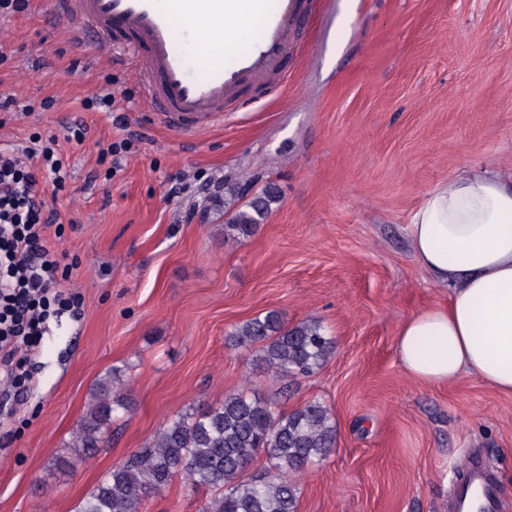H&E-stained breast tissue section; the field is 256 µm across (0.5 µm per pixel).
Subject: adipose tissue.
<instances>
[{"instance_id":"adipose-tissue-1","label":"adipose tissue","mask_w":512,"mask_h":512,"mask_svg":"<svg viewBox=\"0 0 512 512\" xmlns=\"http://www.w3.org/2000/svg\"><path fill=\"white\" fill-rule=\"evenodd\" d=\"M409 236L448 302L401 325L403 370L431 385L474 376L512 396V179L487 167L460 170L425 192Z\"/></svg>"}]
</instances>
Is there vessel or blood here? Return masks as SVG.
Returning a JSON list of instances; mask_svg holds the SVG:
<instances>
[{
    "instance_id": "b4317fda",
    "label": "vessel or blood",
    "mask_w": 512,
    "mask_h": 512,
    "mask_svg": "<svg viewBox=\"0 0 512 512\" xmlns=\"http://www.w3.org/2000/svg\"><path fill=\"white\" fill-rule=\"evenodd\" d=\"M65 26L96 39L98 55L126 59L138 81L143 104L159 120L186 137H193L242 111L254 89L268 95L283 93L287 62L297 55L300 21L306 0H56ZM244 16L256 18L261 34L247 50L237 43L224 46L225 64L195 73L190 57L202 32L191 27L205 20L210 30ZM455 485L463 497L480 483L486 512H497L489 481L473 464Z\"/></svg>"
}]
</instances>
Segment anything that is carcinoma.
I'll list each match as a JSON object with an SVG mask.
<instances>
[{"label": "carcinoma", "mask_w": 512, "mask_h": 512, "mask_svg": "<svg viewBox=\"0 0 512 512\" xmlns=\"http://www.w3.org/2000/svg\"><path fill=\"white\" fill-rule=\"evenodd\" d=\"M239 186L224 184V238L255 234L280 201L268 184L244 203ZM230 348L257 349L256 366L277 380H296L319 371L333 342L315 322L290 326L279 314L256 316L225 336ZM129 398L119 372L97 386L74 435L73 448L87 454L106 441ZM336 447V422L313 400L285 411L274 401L237 392L215 406L176 414L138 452L115 466L80 504L78 512H139L143 499L184 477L192 490L216 492L205 512H297V488L288 476L325 459ZM266 465L248 473L260 455Z\"/></svg>", "instance_id": "1"}]
</instances>
